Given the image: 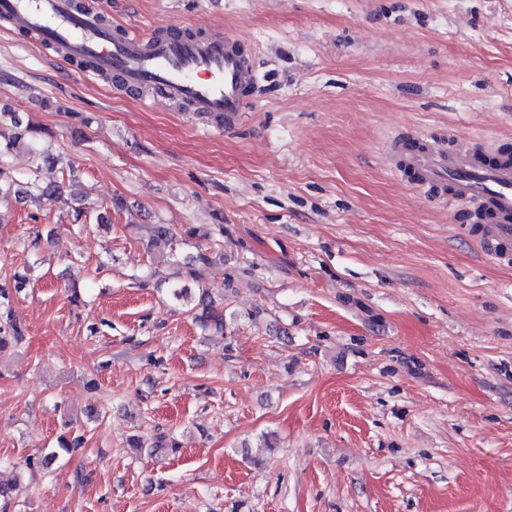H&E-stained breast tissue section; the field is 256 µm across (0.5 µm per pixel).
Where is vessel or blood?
Listing matches in <instances>:
<instances>
[{
  "label": "vessel or blood",
  "instance_id": "1",
  "mask_svg": "<svg viewBox=\"0 0 512 512\" xmlns=\"http://www.w3.org/2000/svg\"><path fill=\"white\" fill-rule=\"evenodd\" d=\"M0 18L35 33L42 46H66L73 60L89 63L92 74L116 78L126 92L185 103L223 118L229 128L245 112L257 80L245 43L219 32L190 37L168 27L145 35L112 26L78 0H0ZM388 156L433 201L464 206L483 250L512 263L511 158L486 163L470 139L416 136L393 139Z\"/></svg>",
  "mask_w": 512,
  "mask_h": 512
}]
</instances>
